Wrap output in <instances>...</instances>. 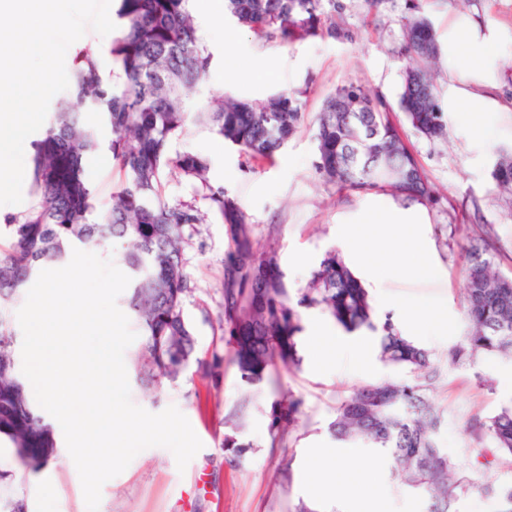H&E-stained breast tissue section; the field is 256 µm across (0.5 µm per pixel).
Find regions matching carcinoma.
I'll use <instances>...</instances> for the list:
<instances>
[{
    "mask_svg": "<svg viewBox=\"0 0 512 512\" xmlns=\"http://www.w3.org/2000/svg\"><path fill=\"white\" fill-rule=\"evenodd\" d=\"M119 35L112 40V81L103 78L97 56L82 47L67 69L69 87L55 98L42 133L31 141L27 206L0 219V311L12 304L42 268L64 262L72 249H102L114 240L126 244L124 273L131 278L124 304L142 330L134 361L146 389L176 381L189 368L217 385L226 362L240 379L277 386L280 370L299 368L302 317L309 309L327 313L347 333L378 334L383 362L407 369L413 380L367 385L336 406L329 423L341 444L360 443L391 457L401 490L424 501L426 512H457L460 496L479 489L498 491L501 510L512 512V485L478 483L456 468L437 440L441 422L429 396L436 375L433 354L405 336L391 317L378 321L363 282L340 254L328 251L306 285L290 289L283 270L267 278L265 266H280L274 248L261 247L245 214L227 191L206 177L208 160L174 152L172 144L189 119L210 128L249 160L272 161L302 126L305 113L294 93L262 102L221 97L204 111L186 112L189 92L209 74L213 54L198 34L194 0H117ZM224 15L260 38L292 45L334 32L323 0H224ZM403 75L399 108L407 123L429 140L447 138L431 65L440 45L429 20L413 15L404 23ZM360 98L364 112H341L344 99ZM363 130V143L352 138ZM314 168L340 190L388 192L422 205L436 202L434 190L393 120L390 109L352 82L324 102L314 132ZM106 150L123 174L114 183L111 203L96 209L85 176L88 157ZM170 174L199 186L208 211L225 224L229 249L224 256L221 317L230 355L195 351L183 298L191 292L185 271L186 238L205 222L195 202L172 200L164 190ZM492 178L512 194V156L499 157ZM464 267L462 295L469 332L448 352V364L474 363L486 356H512V277L495 269L486 242L460 245ZM14 330L0 316V434L17 455L48 462L50 426L28 405L14 374ZM304 400L293 394L272 402V443L303 414ZM249 411L244 399L224 416V452L238 462L253 448L240 438ZM492 442L478 454L477 468L488 474L512 464V407L478 421Z\"/></svg>",
    "mask_w": 512,
    "mask_h": 512,
    "instance_id": "obj_1",
    "label": "carcinoma"
}]
</instances>
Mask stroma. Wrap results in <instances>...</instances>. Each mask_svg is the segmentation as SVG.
<instances>
[{
  "label": "stroma",
  "mask_w": 512,
  "mask_h": 512,
  "mask_svg": "<svg viewBox=\"0 0 512 512\" xmlns=\"http://www.w3.org/2000/svg\"><path fill=\"white\" fill-rule=\"evenodd\" d=\"M336 24L335 33L292 45L257 38L248 28L224 19L213 5L196 7L195 22L214 54L208 78L187 99L188 111L230 94L260 101L283 91L301 94L305 123L275 161L253 167L236 148L209 128L189 125L172 145L209 161L208 179L224 185L253 225L261 245L276 248L289 287L304 286L322 255L336 240L355 231L391 233L393 211H414L422 221L409 230L420 251L434 265L437 278L417 282L406 278L380 254L345 255L350 269L368 288L377 318L392 317L402 332L430 350L438 368L429 396L441 416L437 439L449 460L471 468L479 449L488 447L471 424L475 419L512 405V359L480 358L471 365L452 366L448 351L469 329L463 310L464 272L459 246L486 235L497 269L512 275V195L501 192L491 177L500 153H512V0H324ZM422 14L433 23L441 54L433 70L440 99L465 93L482 96L487 105L473 112L448 115V137L429 140L418 134L397 109L402 87L401 52L406 17ZM493 34L492 53H477L473 67L461 68L454 52L468 26ZM362 85L395 111L401 134L432 183L438 202L408 203L392 195L340 190L316 174L314 124L325 99L347 82ZM377 212L382 223L369 224ZM227 238L223 223L208 216L184 248L185 270L193 285L184 300L198 353L211 351L220 335L223 263ZM440 311L439 324L413 317L409 307ZM300 340L299 369L281 375L283 392L302 396L305 413L286 435L282 448L271 451L268 415L273 397L266 384H243L233 365H226L219 385L187 371L164 383L158 394L131 384L135 404L152 413L174 405L187 417L203 447L185 470L164 447L140 452L119 475L102 487L99 512H293L299 501L315 502L325 512H421L417 498L397 490L394 461L369 448H341L328 432L338 401L352 390L384 382L411 380L408 371L379 358L376 336L368 331L342 333L358 345L359 358L318 357L313 334L336 331L320 310L307 311ZM251 405L241 432L253 445L239 464H230L221 443L224 415L243 397ZM319 452L342 453L345 463H366L375 495L340 488L321 496L313 484L318 474L311 457ZM292 459V476L279 473L280 458ZM0 497L23 500L25 512H87L80 478L67 449L59 448L42 467L20 459L9 440L0 441Z\"/></svg>",
  "instance_id": "1"
}]
</instances>
